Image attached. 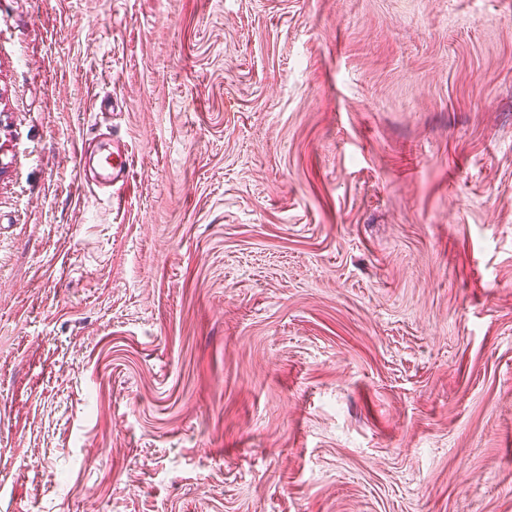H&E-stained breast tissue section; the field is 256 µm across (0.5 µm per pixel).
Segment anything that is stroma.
<instances>
[{
	"label": "stroma",
	"instance_id": "1",
	"mask_svg": "<svg viewBox=\"0 0 512 512\" xmlns=\"http://www.w3.org/2000/svg\"><path fill=\"white\" fill-rule=\"evenodd\" d=\"M0 512H512V0H0ZM104 157H106L105 160ZM130 164L128 151L113 146L112 151L102 153L99 157V166L102 172L100 180L95 183V186L99 188L112 187V194H118L128 179Z\"/></svg>",
	"mask_w": 512,
	"mask_h": 512
}]
</instances>
